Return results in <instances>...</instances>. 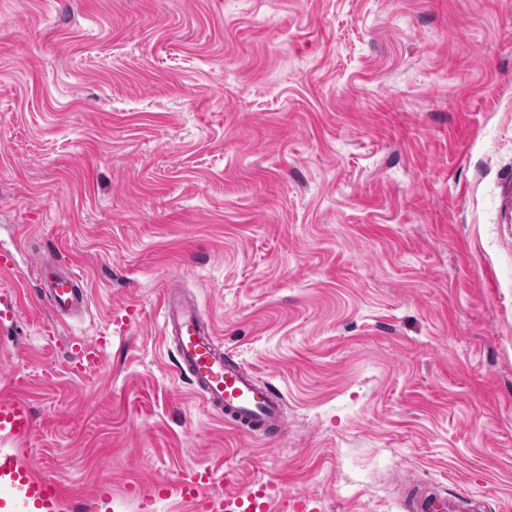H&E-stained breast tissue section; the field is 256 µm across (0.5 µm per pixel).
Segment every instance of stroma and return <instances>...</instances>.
<instances>
[{"label": "stroma", "mask_w": 512, "mask_h": 512, "mask_svg": "<svg viewBox=\"0 0 512 512\" xmlns=\"http://www.w3.org/2000/svg\"><path fill=\"white\" fill-rule=\"evenodd\" d=\"M0 253V401L36 415L0 451L65 512H192L145 499L204 468L275 486L268 512H404L406 476L499 512L512 0H0ZM40 262L83 272L85 311L40 303ZM172 282L284 394L275 443L176 373Z\"/></svg>", "instance_id": "stroma-1"}]
</instances>
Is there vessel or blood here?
Returning a JSON list of instances; mask_svg holds the SVG:
<instances>
[{
    "label": "vessel or blood",
    "instance_id": "vessel-or-blood-1",
    "mask_svg": "<svg viewBox=\"0 0 512 512\" xmlns=\"http://www.w3.org/2000/svg\"><path fill=\"white\" fill-rule=\"evenodd\" d=\"M43 283V300L53 311L73 314L87 308L88 289L76 271L52 274ZM160 307L163 340L196 394L236 431L276 441L285 426L282 395L225 348L211 322L201 318L179 288H166ZM34 426L27 399L0 402V435L24 439ZM0 490L21 512H62L66 502L61 484L35 477L30 463L14 453L0 452ZM175 492L192 499L199 512H268L270 498L263 485L245 494L223 497L207 470L184 475L174 483L159 481L154 485L156 496ZM402 492L404 512H486L483 499L447 492L418 478L404 480Z\"/></svg>",
    "mask_w": 512,
    "mask_h": 512
}]
</instances>
